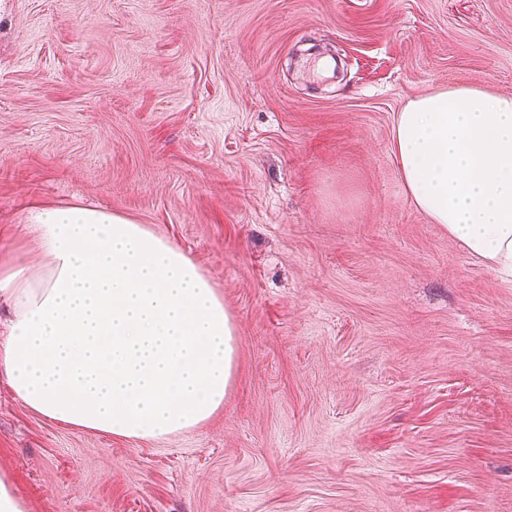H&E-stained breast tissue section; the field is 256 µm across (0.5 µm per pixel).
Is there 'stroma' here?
<instances>
[{"instance_id": "stroma-1", "label": "stroma", "mask_w": 512, "mask_h": 512, "mask_svg": "<svg viewBox=\"0 0 512 512\" xmlns=\"http://www.w3.org/2000/svg\"><path fill=\"white\" fill-rule=\"evenodd\" d=\"M449 86L512 95V0H0V266L39 271L33 207L103 208L190 255L237 336L223 407L166 439L1 379L27 512H512V278L390 151Z\"/></svg>"}]
</instances>
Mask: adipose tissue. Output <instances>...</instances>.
<instances>
[{
	"mask_svg": "<svg viewBox=\"0 0 512 512\" xmlns=\"http://www.w3.org/2000/svg\"><path fill=\"white\" fill-rule=\"evenodd\" d=\"M405 193L432 223L512 276V95L455 86L408 102L392 130ZM42 261L0 269V374L62 425L163 439L224 404L235 329L196 262L111 212L35 208Z\"/></svg>",
	"mask_w": 512,
	"mask_h": 512,
	"instance_id": "ef3b65f1",
	"label": "adipose tissue"
}]
</instances>
